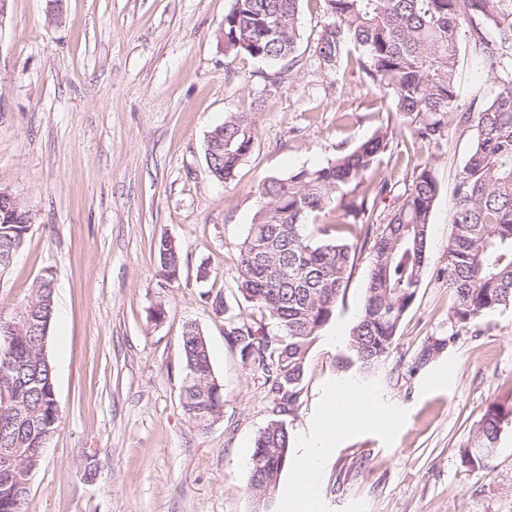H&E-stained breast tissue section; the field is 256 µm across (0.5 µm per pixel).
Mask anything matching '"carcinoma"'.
<instances>
[{"label": "carcinoma", "instance_id": "1", "mask_svg": "<svg viewBox=\"0 0 512 512\" xmlns=\"http://www.w3.org/2000/svg\"><path fill=\"white\" fill-rule=\"evenodd\" d=\"M301 0H232L224 15V51L244 53L284 67L271 79L292 76ZM328 22L317 34L321 65L336 68L351 51L365 84L391 95L408 120L413 143L431 159L416 167L399 206L378 212L390 182L375 178L387 150L376 134L349 152L286 178H269L257 189L258 209L237 244L235 291L252 309L244 316L223 300L224 340L243 365L268 386L281 413L301 405L306 360L333 319L358 255L371 258L361 314L350 330L346 362L362 372L381 366L392 350L403 316L429 274L431 213L439 194L432 158L449 123L472 135L455 187L453 231L440 274L454 297L452 317L462 326L512 306V69L498 76L489 100L473 99L458 110L459 45L493 63L512 59V0H322ZM211 175L228 182L251 152L253 112H230L211 131ZM342 221L321 224L332 210ZM31 215L0 213V254L24 244ZM161 276L179 277L180 247L162 237L155 244ZM53 279L36 282L24 314L0 317V448H17L14 468L0 465V512H28L29 490L17 488L16 469L39 465L38 448L54 437L62 420L54 370L41 358L48 337L42 327L54 315ZM184 377L180 401L204 430L224 413V388L213 372L207 339L188 324L181 335ZM448 347L432 337L418 353L417 372ZM512 408L490 404L474 446L463 463L480 467L494 452ZM291 459V436L281 420L259 431L249 459V490L258 512H269L282 472Z\"/></svg>", "mask_w": 512, "mask_h": 512}]
</instances>
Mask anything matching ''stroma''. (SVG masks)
Wrapping results in <instances>:
<instances>
[{"mask_svg":"<svg viewBox=\"0 0 512 512\" xmlns=\"http://www.w3.org/2000/svg\"><path fill=\"white\" fill-rule=\"evenodd\" d=\"M231 0H8L0 19V189L33 216L9 272L0 316L40 278L55 285L47 352L62 409L35 470L29 512H255L248 461L275 419L262 378L224 341L213 296L232 300L235 246L257 210V187L317 166L396 129L380 173L395 181L378 207H397L407 173L429 153L401 132L391 97L355 65L321 68L320 0L300 4L292 82L266 92L278 64L226 56L219 33ZM460 108L492 98L485 59L462 54ZM230 112L257 115V139L229 183L206 161L212 128ZM471 145L449 129L436 163L427 276L397 341L375 372L345 365L365 297L361 255L334 319L311 350L302 405L284 415L293 439L317 433L331 398L367 387L373 416L337 432L316 481L318 512H512V425L484 467L460 450L495 401L512 405V309L460 326L436 270L446 263L454 188ZM181 248L177 281L160 277L154 243ZM212 271L196 278L200 265ZM163 306V321L150 312ZM205 333L224 413L199 430L180 402L186 323ZM448 347L419 370L428 337ZM393 408L398 425L375 415Z\"/></svg>","mask_w":512,"mask_h":512,"instance_id":"obj_1","label":"stroma"}]
</instances>
